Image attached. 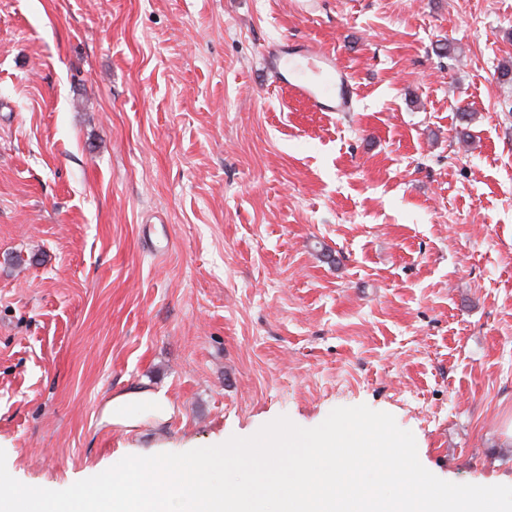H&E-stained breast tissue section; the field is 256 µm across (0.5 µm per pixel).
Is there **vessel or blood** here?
Instances as JSON below:
<instances>
[{
    "label": "vessel or blood",
    "mask_w": 512,
    "mask_h": 512,
    "mask_svg": "<svg viewBox=\"0 0 512 512\" xmlns=\"http://www.w3.org/2000/svg\"><path fill=\"white\" fill-rule=\"evenodd\" d=\"M309 57L318 64L323 73L321 81L314 82L303 77L299 68L288 66L287 54L277 47L267 53L269 68L282 73V81L288 91L306 102L318 112L345 111L352 98V88L344 67L335 57L319 50H310Z\"/></svg>",
    "instance_id": "b4317fda"
}]
</instances>
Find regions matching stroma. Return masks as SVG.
<instances>
[{
	"label": "stroma",
	"mask_w": 512,
	"mask_h": 512,
	"mask_svg": "<svg viewBox=\"0 0 512 512\" xmlns=\"http://www.w3.org/2000/svg\"><path fill=\"white\" fill-rule=\"evenodd\" d=\"M347 67L312 112L267 51ZM512 0H0V449L128 455L390 413L512 485ZM163 394L168 419L103 420ZM145 408H148L162 419L172 412L171 404L163 395L131 390L112 398L105 407L103 416L112 423L132 426L136 423V420L126 416V412L130 410L141 411Z\"/></svg>",
	"instance_id": "obj_1"
}]
</instances>
